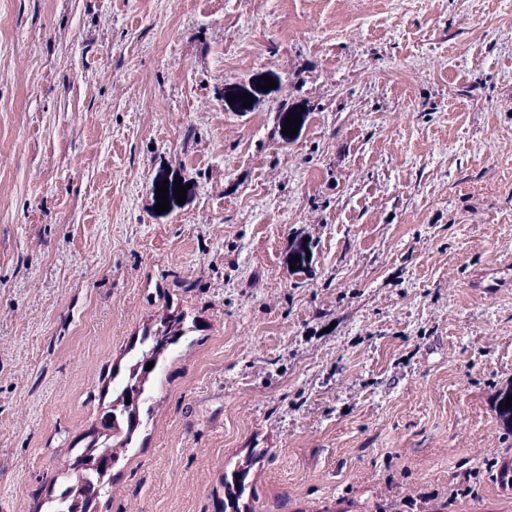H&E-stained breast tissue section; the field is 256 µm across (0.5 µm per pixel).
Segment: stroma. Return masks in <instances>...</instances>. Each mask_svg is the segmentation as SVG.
I'll use <instances>...</instances> for the list:
<instances>
[{
    "label": "stroma",
    "instance_id": "stroma-1",
    "mask_svg": "<svg viewBox=\"0 0 512 512\" xmlns=\"http://www.w3.org/2000/svg\"><path fill=\"white\" fill-rule=\"evenodd\" d=\"M509 277L512 0H0V512L176 311L97 512H512ZM236 464L224 472V498L221 499L220 512H253L249 503L251 483L248 472H240Z\"/></svg>",
    "mask_w": 512,
    "mask_h": 512
}]
</instances>
